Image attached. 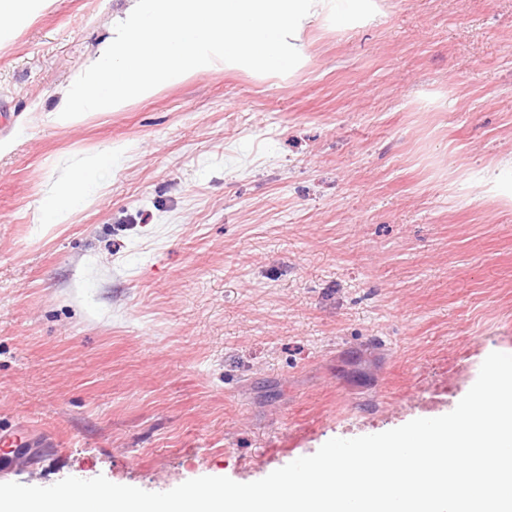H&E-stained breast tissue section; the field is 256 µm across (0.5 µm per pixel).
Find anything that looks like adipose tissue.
I'll list each match as a JSON object with an SVG mask.
<instances>
[{
    "label": "adipose tissue",
    "mask_w": 512,
    "mask_h": 512,
    "mask_svg": "<svg viewBox=\"0 0 512 512\" xmlns=\"http://www.w3.org/2000/svg\"><path fill=\"white\" fill-rule=\"evenodd\" d=\"M378 0H127L111 35L58 93L55 121L117 112L160 86L212 71L264 72L290 78L309 61L304 36L315 24L361 26ZM110 146L63 183L46 182L33 221L62 224L98 187V175L123 157Z\"/></svg>",
    "instance_id": "adipose-tissue-1"
}]
</instances>
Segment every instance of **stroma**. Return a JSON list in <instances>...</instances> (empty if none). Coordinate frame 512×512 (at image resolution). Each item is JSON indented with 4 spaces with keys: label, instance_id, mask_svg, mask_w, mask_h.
Segmentation results:
<instances>
[{
    "label": "stroma",
    "instance_id": "35a3bbf8",
    "mask_svg": "<svg viewBox=\"0 0 512 512\" xmlns=\"http://www.w3.org/2000/svg\"><path fill=\"white\" fill-rule=\"evenodd\" d=\"M124 0L0 39V429L37 476L166 492L266 477L451 412L512 354V0H384L290 80L210 72L69 125L55 93ZM128 147L63 224L44 184ZM499 167H508L509 169H512V157H510L507 160H503L496 164L494 167H491L488 169L484 181V192L492 194L494 196H499L502 203L505 206L511 207L512 205V189L509 193H500L498 188V176H497V169ZM41 440H37L33 430L16 426L0 430V452L2 468L36 469L41 457H35L31 448H42Z\"/></svg>",
    "mask_w": 512,
    "mask_h": 512
}]
</instances>
